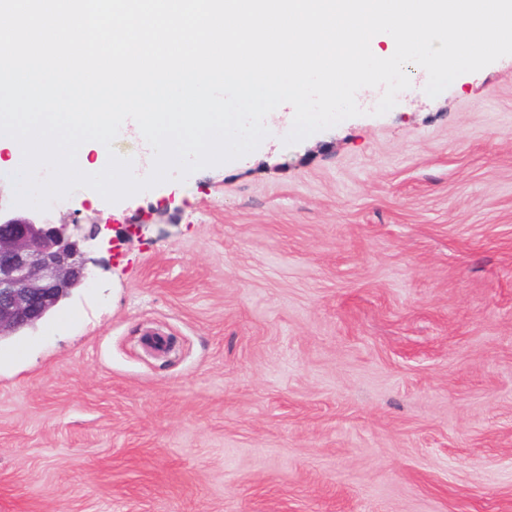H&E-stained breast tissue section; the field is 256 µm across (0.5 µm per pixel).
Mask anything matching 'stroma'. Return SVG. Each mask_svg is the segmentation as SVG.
<instances>
[{
	"mask_svg": "<svg viewBox=\"0 0 512 512\" xmlns=\"http://www.w3.org/2000/svg\"><path fill=\"white\" fill-rule=\"evenodd\" d=\"M58 222L0 339V512H512V56ZM0 177V338L39 321L93 276L78 224H57L48 212L3 204Z\"/></svg>",
	"mask_w": 512,
	"mask_h": 512,
	"instance_id": "35a3bbf8",
	"label": "stroma"
}]
</instances>
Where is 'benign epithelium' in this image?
Masks as SVG:
<instances>
[{
	"label": "benign epithelium",
	"instance_id": "obj_1",
	"mask_svg": "<svg viewBox=\"0 0 512 512\" xmlns=\"http://www.w3.org/2000/svg\"><path fill=\"white\" fill-rule=\"evenodd\" d=\"M0 177V337L27 329L93 276L87 240L28 206L3 204Z\"/></svg>",
	"mask_w": 512,
	"mask_h": 512
}]
</instances>
